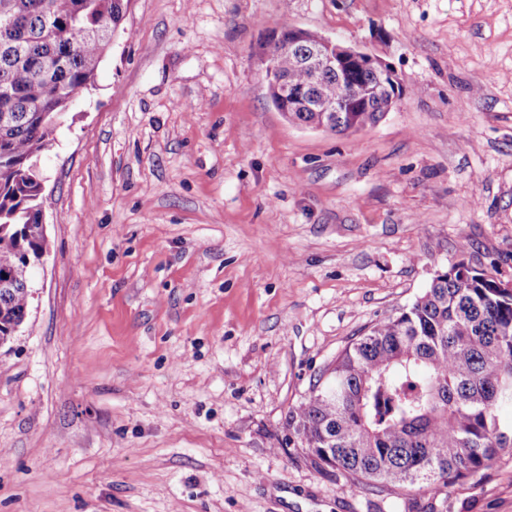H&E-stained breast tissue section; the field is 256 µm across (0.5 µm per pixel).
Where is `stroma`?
<instances>
[{
	"instance_id": "stroma-1",
	"label": "stroma",
	"mask_w": 512,
	"mask_h": 512,
	"mask_svg": "<svg viewBox=\"0 0 512 512\" xmlns=\"http://www.w3.org/2000/svg\"><path fill=\"white\" fill-rule=\"evenodd\" d=\"M291 24L401 82L291 122ZM39 166L48 253L0 347V512H512V449L426 494L350 488L288 413L458 262L512 280V0H131Z\"/></svg>"
}]
</instances>
